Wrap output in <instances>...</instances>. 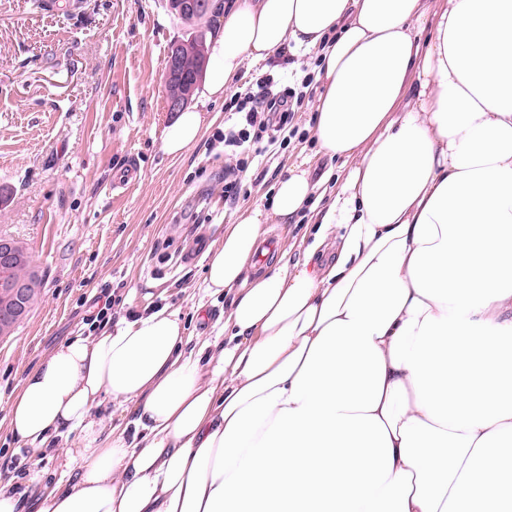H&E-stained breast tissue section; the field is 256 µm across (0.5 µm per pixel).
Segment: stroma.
I'll list each match as a JSON object with an SVG mask.
<instances>
[{
    "mask_svg": "<svg viewBox=\"0 0 512 512\" xmlns=\"http://www.w3.org/2000/svg\"><path fill=\"white\" fill-rule=\"evenodd\" d=\"M218 17L185 24L167 0H0V234L29 247L44 280L28 318L0 339V469L25 464L55 481L69 441L33 456L17 447L4 418L9 396L47 351L97 314V296L113 318L166 305L178 310L189 348L221 333L223 296L204 287L205 253L244 209L271 208L276 180L306 168L316 195L331 197L345 175L324 156L313 130L317 86L294 121L301 135L243 175L244 196L224 197L223 129L230 100L191 108L207 121L199 143L174 158L160 148L173 115L162 81L177 40L211 39ZM315 53L246 65L233 92L274 79V91L313 72ZM134 185L109 184L128 162Z\"/></svg>",
    "mask_w": 512,
    "mask_h": 512,
    "instance_id": "obj_1",
    "label": "stroma"
}]
</instances>
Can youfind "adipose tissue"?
<instances>
[{"label": "adipose tissue", "mask_w": 512, "mask_h": 512, "mask_svg": "<svg viewBox=\"0 0 512 512\" xmlns=\"http://www.w3.org/2000/svg\"><path fill=\"white\" fill-rule=\"evenodd\" d=\"M287 50L316 52L317 142L349 165L314 243L253 262L313 194L294 166L206 254L222 335L185 352L163 306L44 353L6 426L77 435L71 482L0 472V512H512V0H225L204 98ZM204 123L178 113L162 151Z\"/></svg>", "instance_id": "obj_1"}]
</instances>
